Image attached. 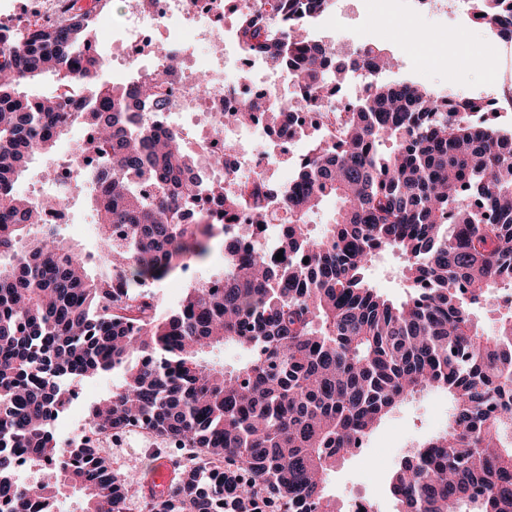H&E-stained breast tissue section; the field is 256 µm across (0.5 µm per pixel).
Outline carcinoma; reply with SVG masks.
Returning a JSON list of instances; mask_svg holds the SVG:
<instances>
[{"mask_svg": "<svg viewBox=\"0 0 512 512\" xmlns=\"http://www.w3.org/2000/svg\"><path fill=\"white\" fill-rule=\"evenodd\" d=\"M330 0H274L237 10L238 46L288 73L298 108L362 70L368 84L330 142L313 137L288 185L262 178L224 193L214 214L186 221L201 188L192 149L158 132L170 102L156 83L105 82L92 49L96 15L68 0L61 18L0 25V512H54L61 488L81 512H125L138 490L90 449L57 446L59 382L124 372L92 404L90 426L146 428L191 451L149 512H347L326 478L396 408L426 389L448 393V427L413 447L389 481L397 512H512V129L479 120L488 103L383 78L379 42L340 58L310 27ZM512 39V0H470ZM46 75L58 92L32 98ZM85 128L83 175L103 271L41 223L65 199H31L16 184L32 159ZM277 194L282 208L268 213ZM339 202L318 237L306 218ZM281 227L283 259L256 234ZM224 236L223 283L188 285L157 314L144 291L205 260ZM405 260L406 299L371 283L375 259ZM308 263H303V259ZM497 292L496 329L474 317ZM243 351L217 365L218 347ZM41 466L19 480L15 456Z\"/></svg>", "mask_w": 512, "mask_h": 512, "instance_id": "cac0c4a2", "label": "carcinoma"}]
</instances>
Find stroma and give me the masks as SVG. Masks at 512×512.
I'll return each instance as SVG.
<instances>
[{"instance_id":"stroma-1","label":"stroma","mask_w":512,"mask_h":512,"mask_svg":"<svg viewBox=\"0 0 512 512\" xmlns=\"http://www.w3.org/2000/svg\"><path fill=\"white\" fill-rule=\"evenodd\" d=\"M128 3L129 0H112L97 18V49L104 57L119 53L113 36L125 22ZM382 14L386 27L380 30L374 24L366 0H347L335 24H320L321 36L342 46H363L371 43L377 32H384L383 47L395 57L391 77L406 78L436 91L482 99L494 92L489 82L490 72L512 67V57L499 49L500 39L488 27L474 24L462 28L453 19L442 22L416 16L410 10V0H382ZM415 40L428 45V57L408 51V44ZM83 135V127H74L69 140L61 141L52 153L36 158L21 178V186L32 194L43 192L46 170L62 163L70 140ZM94 215L89 199L75 196L68 223L57 227L60 238L77 246L83 254H97L100 241L92 227ZM403 265L398 253L388 252L381 254L373 267L374 285L396 302L405 298L400 274ZM121 382L118 373L79 381V398L72 418L64 422L65 427L80 424L87 407L111 396ZM447 424V394L436 390L419 394L390 414L374 430L363 450L337 463L328 478L330 494L343 502L354 495L365 496L376 502L378 512H397L388 488L391 467L409 448L440 433ZM155 452V447L132 437L126 445L113 449L110 460L122 478L134 484L143 474L146 458Z\"/></svg>"}]
</instances>
